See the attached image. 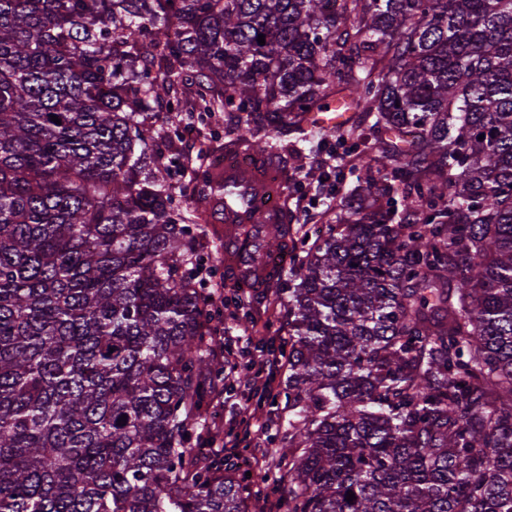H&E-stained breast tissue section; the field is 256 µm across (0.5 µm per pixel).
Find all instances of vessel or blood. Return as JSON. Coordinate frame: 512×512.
Returning <instances> with one entry per match:
<instances>
[{"label": "vessel or blood", "instance_id": "1", "mask_svg": "<svg viewBox=\"0 0 512 512\" xmlns=\"http://www.w3.org/2000/svg\"><path fill=\"white\" fill-rule=\"evenodd\" d=\"M216 170L223 190L210 203L209 220L224 227L226 276L253 293L273 287L288 260L287 248L271 238L274 225L286 223L288 215L281 174L253 151L225 154Z\"/></svg>", "mask_w": 512, "mask_h": 512}]
</instances>
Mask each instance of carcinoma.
<instances>
[{
    "mask_svg": "<svg viewBox=\"0 0 512 512\" xmlns=\"http://www.w3.org/2000/svg\"><path fill=\"white\" fill-rule=\"evenodd\" d=\"M188 74L287 180L269 138L338 96L372 118L354 205L278 279L264 482L288 512H512V0H0V512H246L191 446L224 370L157 148Z\"/></svg>",
    "mask_w": 512,
    "mask_h": 512,
    "instance_id": "carcinoma-1",
    "label": "carcinoma"
}]
</instances>
